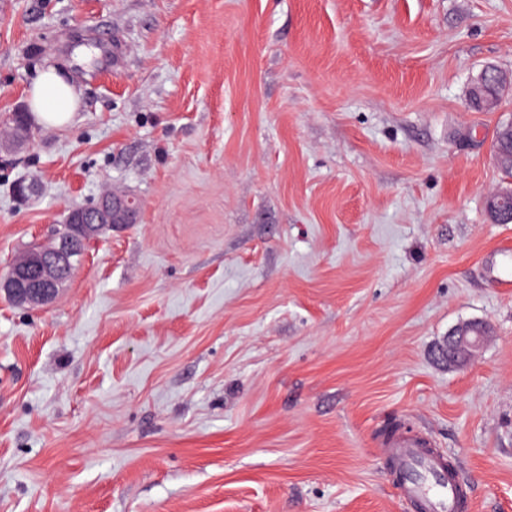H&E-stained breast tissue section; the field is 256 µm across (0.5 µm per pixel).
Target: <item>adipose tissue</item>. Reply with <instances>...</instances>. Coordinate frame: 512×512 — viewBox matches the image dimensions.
<instances>
[{"mask_svg": "<svg viewBox=\"0 0 512 512\" xmlns=\"http://www.w3.org/2000/svg\"><path fill=\"white\" fill-rule=\"evenodd\" d=\"M79 95L74 84L55 68L42 70L30 90V108L36 121L48 128L70 125L78 109Z\"/></svg>", "mask_w": 512, "mask_h": 512, "instance_id": "ef3b65f1", "label": "adipose tissue"}]
</instances>
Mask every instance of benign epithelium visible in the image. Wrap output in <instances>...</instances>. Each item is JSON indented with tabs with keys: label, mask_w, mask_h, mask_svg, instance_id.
<instances>
[{
	"label": "benign epithelium",
	"mask_w": 512,
	"mask_h": 512,
	"mask_svg": "<svg viewBox=\"0 0 512 512\" xmlns=\"http://www.w3.org/2000/svg\"><path fill=\"white\" fill-rule=\"evenodd\" d=\"M13 141L0 140V149L8 151L33 138L31 119L16 111L12 117ZM137 206L133 199L108 189L99 199L71 208L65 219L66 227L56 234L52 246H33L0 276V291L18 306H38L54 299L64 280L79 261L75 242L96 239L112 230L116 224L136 223ZM488 333L483 323L457 326L447 338L448 361L461 363L481 345Z\"/></svg>",
	"instance_id": "7a95c632"
}]
</instances>
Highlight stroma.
Wrapping results in <instances>:
<instances>
[{
  "instance_id": "obj_1",
  "label": "stroma",
  "mask_w": 512,
  "mask_h": 512,
  "mask_svg": "<svg viewBox=\"0 0 512 512\" xmlns=\"http://www.w3.org/2000/svg\"><path fill=\"white\" fill-rule=\"evenodd\" d=\"M49 66L79 106L0 152V272L105 188L140 212L0 295V512H413L392 426L512 512V99L467 105L512 0H0V119ZM483 323H465L457 326L447 338L449 362H464L481 345L488 333Z\"/></svg>"
}]
</instances>
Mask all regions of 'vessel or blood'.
<instances>
[{"label":"vessel or blood","mask_w":512,"mask_h":512,"mask_svg":"<svg viewBox=\"0 0 512 512\" xmlns=\"http://www.w3.org/2000/svg\"><path fill=\"white\" fill-rule=\"evenodd\" d=\"M422 439L402 433L386 453L398 470L407 474L400 484L403 497L415 512H468L471 503L456 473L447 469L444 456L429 453Z\"/></svg>","instance_id":"b4317fda"}]
</instances>
